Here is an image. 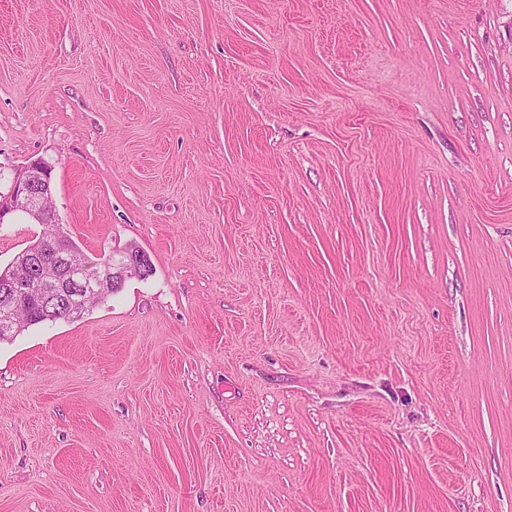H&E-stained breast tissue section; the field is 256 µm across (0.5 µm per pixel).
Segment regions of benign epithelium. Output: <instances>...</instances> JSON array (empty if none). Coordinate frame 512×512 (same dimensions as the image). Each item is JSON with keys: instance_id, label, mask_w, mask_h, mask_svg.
Masks as SVG:
<instances>
[{"instance_id": "benign-epithelium-1", "label": "benign epithelium", "mask_w": 512, "mask_h": 512, "mask_svg": "<svg viewBox=\"0 0 512 512\" xmlns=\"http://www.w3.org/2000/svg\"><path fill=\"white\" fill-rule=\"evenodd\" d=\"M51 166L39 159L13 173L7 193H0V223L15 212L27 216L39 224L56 222L55 209L48 205L52 200L50 174ZM23 265L37 271L35 276H24L16 269L0 275V311L11 319L14 326L20 322L14 317L17 304L32 294L37 283L43 281L51 288H69L80 294H100L109 286H118L130 276H145L138 254L129 250L126 261L112 265L103 273L88 272V266L72 261L71 250L56 247L52 250H30L23 259Z\"/></svg>"}]
</instances>
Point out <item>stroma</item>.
Masks as SVG:
<instances>
[{
  "label": "stroma",
  "instance_id": "stroma-1",
  "mask_svg": "<svg viewBox=\"0 0 512 512\" xmlns=\"http://www.w3.org/2000/svg\"><path fill=\"white\" fill-rule=\"evenodd\" d=\"M36 159L153 272L0 343V512H512V0H0Z\"/></svg>",
  "mask_w": 512,
  "mask_h": 512
}]
</instances>
